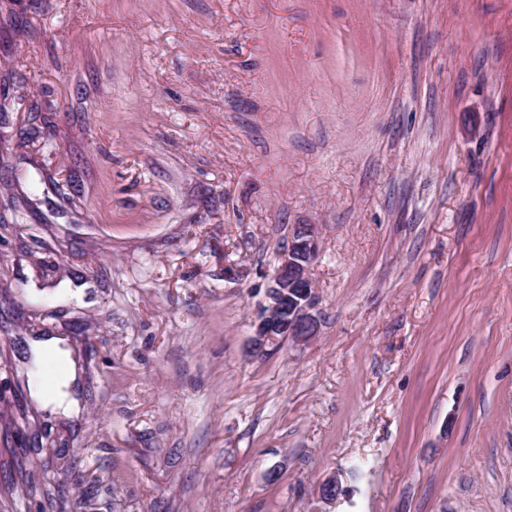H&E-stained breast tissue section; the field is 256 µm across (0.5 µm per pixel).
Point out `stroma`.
I'll return each mask as SVG.
<instances>
[{"instance_id":"35a3bbf8","label":"stroma","mask_w":512,"mask_h":512,"mask_svg":"<svg viewBox=\"0 0 512 512\" xmlns=\"http://www.w3.org/2000/svg\"><path fill=\"white\" fill-rule=\"evenodd\" d=\"M0 81V512H512V0H0ZM319 259L317 225H292L287 243L279 249L278 265L268 278L265 301L250 339L252 352L265 356L287 339L304 342L316 335L311 272ZM63 346V339L57 337H51L33 345L35 357L41 359L44 364L48 361H56L62 365V371L54 380L51 388L46 391L40 386H35L34 395L45 404L70 412L76 402L67 388L76 382L77 371L70 351Z\"/></svg>"}]
</instances>
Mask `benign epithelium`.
Wrapping results in <instances>:
<instances>
[{"label": "benign epithelium", "mask_w": 512, "mask_h": 512, "mask_svg": "<svg viewBox=\"0 0 512 512\" xmlns=\"http://www.w3.org/2000/svg\"><path fill=\"white\" fill-rule=\"evenodd\" d=\"M319 259L317 225H291L254 324L250 339L253 352L265 356L287 339L304 342L316 335V293L311 272Z\"/></svg>", "instance_id": "7a95c632"}]
</instances>
